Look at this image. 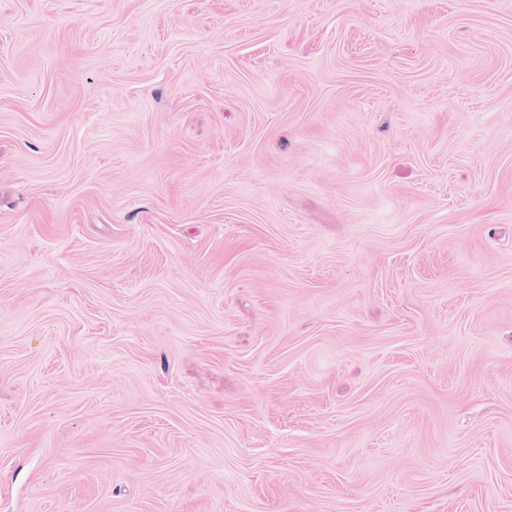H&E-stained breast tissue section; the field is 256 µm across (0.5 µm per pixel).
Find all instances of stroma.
<instances>
[{"instance_id":"35a3bbf8","label":"stroma","mask_w":512,"mask_h":512,"mask_svg":"<svg viewBox=\"0 0 512 512\" xmlns=\"http://www.w3.org/2000/svg\"><path fill=\"white\" fill-rule=\"evenodd\" d=\"M0 512H512V0H0Z\"/></svg>"}]
</instances>
